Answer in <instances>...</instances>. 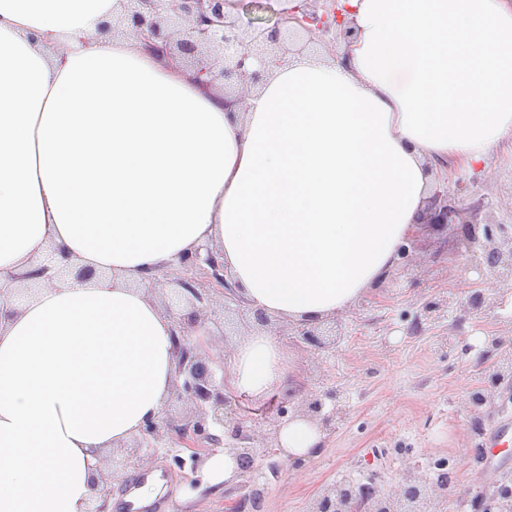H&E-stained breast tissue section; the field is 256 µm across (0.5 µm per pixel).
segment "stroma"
<instances>
[{
    "label": "stroma",
    "mask_w": 512,
    "mask_h": 512,
    "mask_svg": "<svg viewBox=\"0 0 512 512\" xmlns=\"http://www.w3.org/2000/svg\"><path fill=\"white\" fill-rule=\"evenodd\" d=\"M244 28L280 27L287 0H236ZM433 190H449L496 237L512 236V151L495 150L484 174H463ZM454 229L424 227L409 256L390 275L341 312L335 349L318 352L282 340L293 373L291 405L310 395L344 413L325 435L317 456L282 455L256 461L245 475L221 485L205 475L208 452L159 448L149 465L170 479V512H311L320 488L347 479L380 492H396L413 469L448 480L441 512H503L512 497V453L485 447L487 436L512 407V379L489 387L500 353L492 341L512 326V295L496 293L481 252L458 254ZM495 296L484 314L467 303L474 290ZM449 299L428 313L425 305ZM261 488L260 504L246 494Z\"/></svg>",
    "instance_id": "35a3bbf8"
}]
</instances>
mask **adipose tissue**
Instances as JSON below:
<instances>
[{"mask_svg": "<svg viewBox=\"0 0 512 512\" xmlns=\"http://www.w3.org/2000/svg\"><path fill=\"white\" fill-rule=\"evenodd\" d=\"M345 51L288 56L246 96L139 37L120 0H0V512H84L104 449L158 417L172 321L136 281L203 244L252 308L313 322L352 307L419 234L434 171L512 146V0H338ZM65 253L92 281L21 274ZM229 384L287 377L256 334ZM306 418L278 434L313 457Z\"/></svg>", "mask_w": 512, "mask_h": 512, "instance_id": "obj_1", "label": "adipose tissue"}]
</instances>
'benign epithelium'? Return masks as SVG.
<instances>
[{"label": "benign epithelium", "instance_id": "obj_1", "mask_svg": "<svg viewBox=\"0 0 512 512\" xmlns=\"http://www.w3.org/2000/svg\"><path fill=\"white\" fill-rule=\"evenodd\" d=\"M227 0H128L124 11L114 18L125 30L140 37L145 45L164 58L181 60L198 54L210 56V61L194 67L198 79L234 82L245 87L260 80V73L246 68V59L254 56L261 63L271 66L283 62L291 51L277 28L241 29L238 19L224 13ZM308 0L287 13L285 20L299 28L314 32H327L330 23H340L339 11L332 15H320L307 6ZM425 223L457 227L459 247L468 252L478 243L477 224L472 211L462 206L455 196L446 192L431 203ZM483 258L494 280L495 288L512 291V238L495 241L489 230H484ZM180 265L189 276L177 280L182 293L187 296L188 310L176 321L174 357L177 379L172 396L188 407L189 417L175 432L163 415L149 422L127 445L126 456L112 474L100 476L102 487L98 492V505L92 504L85 512H104L110 493L109 483L124 469H137L147 465L149 448H161L172 437L188 447L203 443L228 449L239 464L248 466L259 457L258 449L251 446L253 437L247 434L246 424L257 422L259 412L249 407V400L232 393L224 378L217 371L224 370V356H211L201 352L187 335L188 328L204 321L208 309L221 295L222 302L234 301L253 314L256 322L266 324L269 316L235 296L232 284L224 274V264L213 248L183 257ZM287 335L317 351L336 345L332 331L320 323H298L288 328ZM512 374V353L503 357L489 377L494 387ZM233 415L232 441L223 443L211 432L214 425L224 426V410ZM277 424L272 435H277L285 422L304 417L319 425L324 432L336 430V420L342 418V410L334 408L323 412V403L317 397L306 398L293 410L276 405ZM403 487L395 494H379L373 488H361L348 480L324 486L313 512H434L433 507L446 497L447 483L431 481L413 473L404 475Z\"/></svg>", "mask_w": 512, "mask_h": 512}]
</instances>
